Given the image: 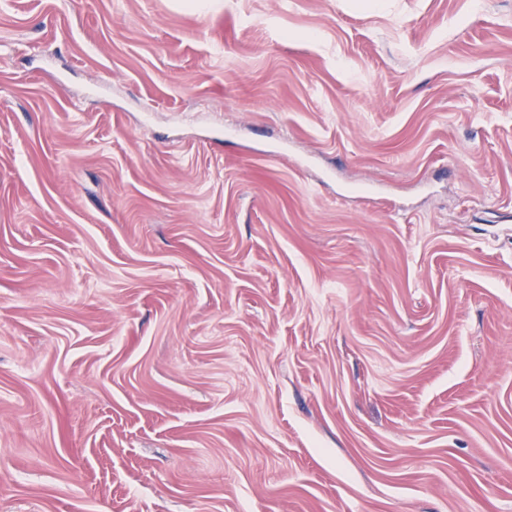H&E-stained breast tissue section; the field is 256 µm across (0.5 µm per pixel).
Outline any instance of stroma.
<instances>
[{
	"label": "stroma",
	"mask_w": 512,
	"mask_h": 512,
	"mask_svg": "<svg viewBox=\"0 0 512 512\" xmlns=\"http://www.w3.org/2000/svg\"><path fill=\"white\" fill-rule=\"evenodd\" d=\"M0 512H512V0H0Z\"/></svg>",
	"instance_id": "stroma-1"
}]
</instances>
